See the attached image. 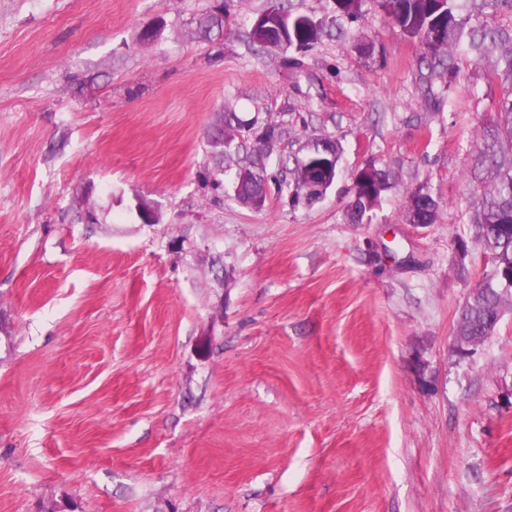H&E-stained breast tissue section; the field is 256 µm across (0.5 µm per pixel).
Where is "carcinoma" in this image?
Instances as JSON below:
<instances>
[{"label": "carcinoma", "mask_w": 512, "mask_h": 512, "mask_svg": "<svg viewBox=\"0 0 512 512\" xmlns=\"http://www.w3.org/2000/svg\"><path fill=\"white\" fill-rule=\"evenodd\" d=\"M334 13L357 20L364 0H332ZM386 18L409 37L421 40L422 58L444 61L448 51L464 56L473 53L495 57L494 75L504 91L494 105L491 124L480 131L472 164L475 215L473 224L483 255L493 262V272L481 277L482 293L473 303L464 304L453 334L470 343H482L490 335L499 307L512 302V37L486 24L470 26L472 16L461 13L466 0H377ZM480 13L512 14V0H472ZM249 37L259 51L270 50L269 42L286 51H305L326 33V22L292 11L289 0H267L263 10L249 18ZM287 131L273 121L243 120L235 112H224L209 135L214 153L224 165L213 175V185L231 190L230 199L254 207L266 203L267 187L272 183L280 194H287L296 207L316 202L305 193L308 173L319 164L325 169L328 185L339 176L342 147L330 136L307 141L288 159H279L278 169L268 172L274 152L268 142L282 138ZM397 172L375 160L365 165L362 177L353 182L348 204L353 224L371 221L386 192L396 187ZM440 203L426 186L408 192L405 214L409 224H434ZM508 289L503 293L502 289Z\"/></svg>", "instance_id": "obj_1"}]
</instances>
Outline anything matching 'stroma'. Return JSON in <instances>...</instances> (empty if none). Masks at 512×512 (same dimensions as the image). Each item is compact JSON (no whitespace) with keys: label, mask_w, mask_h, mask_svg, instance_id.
Returning a JSON list of instances; mask_svg holds the SVG:
<instances>
[{"label":"stroma","mask_w":512,"mask_h":512,"mask_svg":"<svg viewBox=\"0 0 512 512\" xmlns=\"http://www.w3.org/2000/svg\"><path fill=\"white\" fill-rule=\"evenodd\" d=\"M265 3L216 49L214 0H0V512H512V305L453 351L503 87L460 56L435 104L377 0L291 68L248 38ZM231 111L338 140L323 200L204 187ZM371 159L399 181L352 224ZM422 184L426 227L405 221ZM406 222L409 224H435L439 215L440 203L425 185H420L408 193Z\"/></svg>","instance_id":"35a3bbf8"}]
</instances>
